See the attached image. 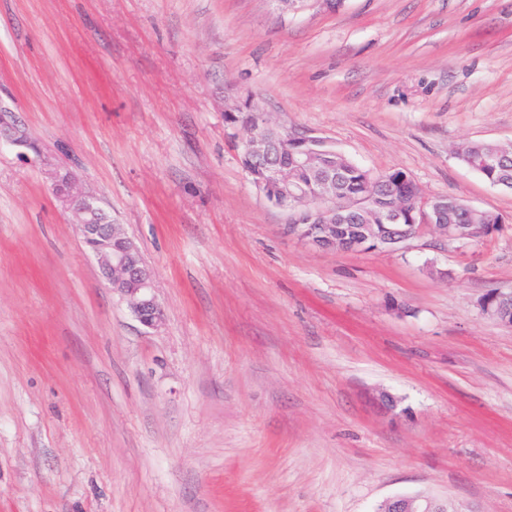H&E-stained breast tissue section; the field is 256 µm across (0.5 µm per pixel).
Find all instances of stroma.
Returning <instances> with one entry per match:
<instances>
[{"instance_id":"stroma-1","label":"stroma","mask_w":512,"mask_h":512,"mask_svg":"<svg viewBox=\"0 0 512 512\" xmlns=\"http://www.w3.org/2000/svg\"><path fill=\"white\" fill-rule=\"evenodd\" d=\"M427 196L481 241L312 247L244 169L236 99ZM138 246L103 281L44 168L0 147V512H512V0H0V106ZM495 155L497 161L494 166L491 165L490 158L481 159L488 155ZM458 156L472 170L482 175L492 185L497 183L512 184V147L501 146L498 144L486 142H469L464 144L458 151ZM503 300H511L512 302V292L509 293H503V292H496L490 300L488 298H481L479 301V307L483 314L501 322L505 323H511L509 325H512V322H510V315L506 316L502 309L498 306V303H500ZM494 304V305H493ZM386 512H459L447 500L433 495L417 493L397 494L385 499Z\"/></svg>"}]
</instances>
